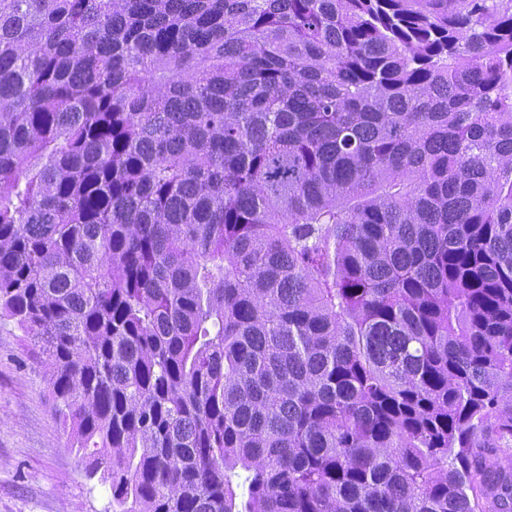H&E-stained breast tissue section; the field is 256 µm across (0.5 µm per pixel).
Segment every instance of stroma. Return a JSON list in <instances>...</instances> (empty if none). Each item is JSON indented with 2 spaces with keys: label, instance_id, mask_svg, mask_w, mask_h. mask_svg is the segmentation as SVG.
<instances>
[{
  "label": "stroma",
  "instance_id": "35a3bbf8",
  "mask_svg": "<svg viewBox=\"0 0 512 512\" xmlns=\"http://www.w3.org/2000/svg\"><path fill=\"white\" fill-rule=\"evenodd\" d=\"M45 356L14 321H0V512H112L55 414Z\"/></svg>",
  "mask_w": 512,
  "mask_h": 512
}]
</instances>
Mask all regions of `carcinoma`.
Returning <instances> with one entry per match:
<instances>
[{
    "instance_id": "obj_1",
    "label": "carcinoma",
    "mask_w": 512,
    "mask_h": 512,
    "mask_svg": "<svg viewBox=\"0 0 512 512\" xmlns=\"http://www.w3.org/2000/svg\"><path fill=\"white\" fill-rule=\"evenodd\" d=\"M113 512H512V0H0V318Z\"/></svg>"
}]
</instances>
